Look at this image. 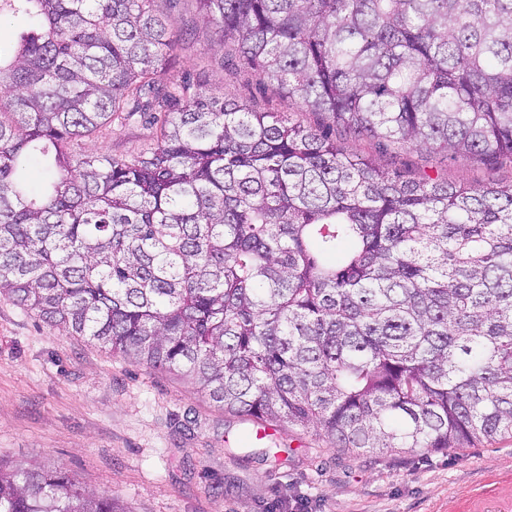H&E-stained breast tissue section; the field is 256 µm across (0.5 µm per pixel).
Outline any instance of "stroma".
I'll return each instance as SVG.
<instances>
[{"label": "stroma", "mask_w": 512, "mask_h": 512, "mask_svg": "<svg viewBox=\"0 0 512 512\" xmlns=\"http://www.w3.org/2000/svg\"><path fill=\"white\" fill-rule=\"evenodd\" d=\"M181 33L164 76L257 112L305 125L320 115L286 101L257 71L224 65L218 35L196 0H155ZM151 117L113 122L81 154L132 158L153 147ZM386 170L440 173L454 184L507 185L489 169L421 148L397 156L347 139ZM225 412L182 376L112 355L50 328L0 296V460L68 473L122 512H512V438L457 450L342 453L314 429L267 427Z\"/></svg>", "instance_id": "stroma-1"}]
</instances>
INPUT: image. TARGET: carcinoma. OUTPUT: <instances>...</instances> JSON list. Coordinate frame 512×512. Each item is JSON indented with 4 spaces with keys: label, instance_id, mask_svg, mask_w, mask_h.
Instances as JSON below:
<instances>
[{
    "label": "carcinoma",
    "instance_id": "cac0c4a2",
    "mask_svg": "<svg viewBox=\"0 0 512 512\" xmlns=\"http://www.w3.org/2000/svg\"><path fill=\"white\" fill-rule=\"evenodd\" d=\"M154 2L0 0L27 20L0 47V294L343 452L512 438V183L392 176L332 136L512 165V0H197L317 126L162 83ZM139 112L164 113L150 151H70ZM0 512L119 510L0 464Z\"/></svg>",
    "mask_w": 512,
    "mask_h": 512
}]
</instances>
